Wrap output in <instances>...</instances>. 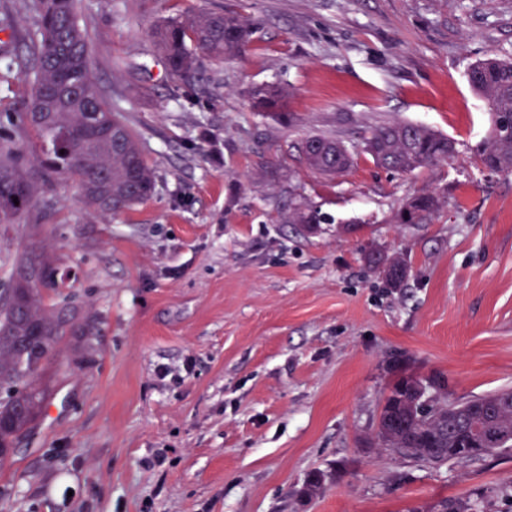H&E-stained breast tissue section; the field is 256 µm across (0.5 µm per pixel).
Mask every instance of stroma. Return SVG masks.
<instances>
[{
  "mask_svg": "<svg viewBox=\"0 0 512 512\" xmlns=\"http://www.w3.org/2000/svg\"><path fill=\"white\" fill-rule=\"evenodd\" d=\"M91 69L156 175L110 220L53 174L0 221V288L41 247L100 319L83 367L51 365L53 417L0 467V512H427L482 498L512 512V450L441 467L363 444L404 375L467 400L512 388V174L474 148L489 112L472 64L512 56V0H80ZM201 10L243 17L247 52L170 76L152 32ZM286 90L253 111L251 86ZM393 121L448 136V160L378 166L365 132ZM342 140L327 179L295 148ZM440 199L426 224L406 200ZM308 200L317 232L289 223ZM404 257L387 287L364 255ZM170 374L158 378L159 366ZM324 491L301 495L313 472ZM440 206L439 198L433 193L414 195L406 201L400 211L402 224H425Z\"/></svg>",
  "mask_w": 512,
  "mask_h": 512,
  "instance_id": "35a3bbf8",
  "label": "stroma"
}]
</instances>
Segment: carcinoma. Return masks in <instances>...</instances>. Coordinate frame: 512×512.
<instances>
[{"mask_svg":"<svg viewBox=\"0 0 512 512\" xmlns=\"http://www.w3.org/2000/svg\"><path fill=\"white\" fill-rule=\"evenodd\" d=\"M33 26L0 45V70H14L25 47L30 62L19 77H31L33 94L21 122L43 142L41 163L78 181L87 205L112 216L148 199L155 177L134 132L106 101L91 70L88 37L81 25L78 0H31ZM252 30L239 16L202 11L171 18L153 31V41L171 75L186 78L199 68V55L222 59L241 54ZM468 81L490 109L489 132L476 146L484 169L512 173V60L490 57L470 67ZM284 88L261 84L249 98L260 112L281 107ZM11 114L0 115V212L15 216L27 209L48 174L36 176L23 149L9 133ZM338 141L323 135L304 138L300 151L310 169L334 178L351 164V155L336 153ZM364 151L381 166L412 172L445 160L455 142L418 123L393 122L374 127L364 138ZM440 206L433 193L417 194L400 211L403 224H425ZM315 207L299 202L288 213L291 224H321ZM382 268L388 286L400 287L408 267L398 257H366ZM51 252L32 250L10 273V287L0 291V455L9 458L19 439L43 414L51 397L42 376L49 365L41 347L44 337L85 355L93 349L96 316L83 310L76 294L57 278ZM401 457L430 466L449 461L464 464L512 447V390L505 389L459 402L445 386L428 377L407 376L396 382L380 409L367 439ZM433 512H486L482 501L442 499Z\"/></svg>","mask_w":512,"mask_h":512,"instance_id":"cac0c4a2","label":"carcinoma"}]
</instances>
